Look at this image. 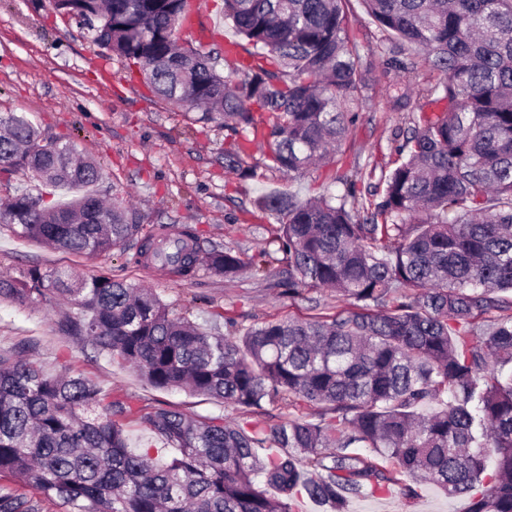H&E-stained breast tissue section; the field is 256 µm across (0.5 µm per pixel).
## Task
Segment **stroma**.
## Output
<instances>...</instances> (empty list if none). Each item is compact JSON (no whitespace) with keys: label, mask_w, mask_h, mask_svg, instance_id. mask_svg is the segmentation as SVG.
I'll return each mask as SVG.
<instances>
[{"label":"stroma","mask_w":512,"mask_h":512,"mask_svg":"<svg viewBox=\"0 0 512 512\" xmlns=\"http://www.w3.org/2000/svg\"><path fill=\"white\" fill-rule=\"evenodd\" d=\"M196 26L184 40L223 48L236 35L224 21L223 0H200L194 10ZM352 33L362 63V100L356 119L343 141L344 161L312 167L297 179L268 168L260 149L246 164L251 177L224 168L229 140L224 128L204 134L188 130L185 110L152 97L136 73L124 63L101 56L73 21L51 14L48 0H0V113L25 114L46 136L70 139L79 150L97 159L104 178L98 189L104 198L113 190L131 196L142 214L145 230L191 224L205 245H223L251 258L261 251L276 252L279 226L253 201L269 190L294 193L302 199L325 192L340 193L341 177L353 167L365 176L358 188L364 200L379 201L380 177L396 158V148L412 126L410 112L392 110L388 89L402 79L423 86L432 76L424 65L403 71V55L367 16L360 0H352ZM134 245L94 256H79L18 237L0 224V273L21 276L32 267H68L82 276L124 279L155 290L176 314L207 328L234 320L242 328L269 320L334 314L336 299L329 291H310L290 298L280 286L286 262L268 265L266 272L244 270L228 280L200 270L190 283L160 268L136 267L129 259ZM55 310L45 303H0V349L35 344V358L46 370L60 367L94 380L115 396H130L146 410L175 406L210 417L262 425L288 417L284 402L241 413L233 406L185 391H162L147 384L136 371L96 354L85 342L60 335ZM465 499L447 497L423 485L415 498L392 485L388 494L351 499L349 512H465Z\"/></svg>","instance_id":"35a3bbf8"}]
</instances>
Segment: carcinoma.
I'll return each instance as SVG.
<instances>
[{
  "label": "carcinoma",
  "mask_w": 512,
  "mask_h": 512,
  "mask_svg": "<svg viewBox=\"0 0 512 512\" xmlns=\"http://www.w3.org/2000/svg\"><path fill=\"white\" fill-rule=\"evenodd\" d=\"M395 44L440 78L446 103L420 113L381 176L380 201L358 204V175L341 194L303 201L267 193L255 205L280 224L288 297L327 288L328 317L269 321L245 332L204 330L150 288L33 267L0 277V303L62 301L56 330L136 370L155 389H186L240 410L288 401L320 420L261 427L173 407L139 415L152 446H130L131 412L92 379L46 372L34 345L0 351V472L71 512H349L352 498L397 482L468 499L467 512H512V0H361ZM350 0H224V19L250 60L217 69L214 52L179 44L189 0H50L91 42L137 69L143 85L192 122L230 133L224 168L242 176L244 144L300 176L345 139L362 88ZM409 86L392 105L411 106ZM22 173L65 202L20 192L0 224L64 252L97 255L136 239L131 261L192 282L226 279L246 261L201 245L197 228L145 234L124 196L89 187L100 163L69 140L44 138L25 116L0 114V174ZM271 449L262 455L259 450ZM0 512H38L0 488Z\"/></svg>",
  "instance_id": "carcinoma-1"
}]
</instances>
